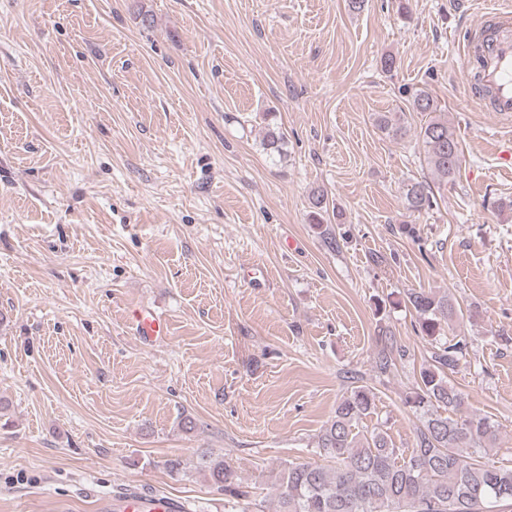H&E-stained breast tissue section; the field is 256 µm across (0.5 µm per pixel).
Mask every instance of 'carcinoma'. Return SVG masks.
<instances>
[{"label": "carcinoma", "instance_id": "1", "mask_svg": "<svg viewBox=\"0 0 512 512\" xmlns=\"http://www.w3.org/2000/svg\"><path fill=\"white\" fill-rule=\"evenodd\" d=\"M410 106L428 116L416 134L426 169L442 184L452 181L462 150L448 118L424 89L413 92ZM376 126L394 141L407 136L404 119L395 112L379 114ZM405 199L411 211L432 207L430 185L410 184ZM310 203L314 223H322L329 202L317 192ZM404 303L416 312L417 331L432 346L430 361L403 399L419 421L412 447L397 448L377 427L357 430L374 413L375 396L356 386L337 402L318 436L326 463L289 461L279 471L277 512H505L512 507V467L481 461L497 440L498 427L486 416L462 414L463 396L448 378L469 347L467 337L445 334L463 319L462 309L452 297L426 290L407 292ZM380 343L375 366L386 374L395 366L393 354L402 349L391 335L380 336ZM194 467L224 489V512L257 508L240 489L230 461L203 452Z\"/></svg>", "mask_w": 512, "mask_h": 512}]
</instances>
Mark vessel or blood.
Returning <instances> with one entry per match:
<instances>
[{
    "instance_id": "b4317fda",
    "label": "vessel or blood",
    "mask_w": 512,
    "mask_h": 512,
    "mask_svg": "<svg viewBox=\"0 0 512 512\" xmlns=\"http://www.w3.org/2000/svg\"><path fill=\"white\" fill-rule=\"evenodd\" d=\"M486 25L494 36L486 40L481 29H469L459 47V57L467 73L478 76L480 86L491 94V109L512 116V9H490ZM132 321L140 341L150 344L166 336L168 327L151 311H134ZM178 499L165 495L126 493L101 500L99 512H184Z\"/></svg>"
}]
</instances>
